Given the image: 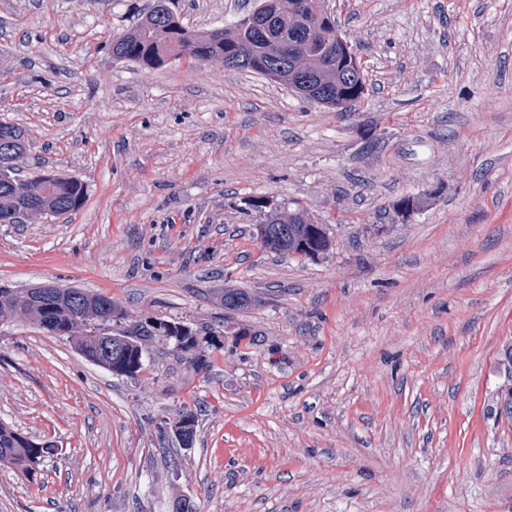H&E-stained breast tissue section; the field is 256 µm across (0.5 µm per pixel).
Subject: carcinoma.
<instances>
[{
    "label": "carcinoma",
    "mask_w": 512,
    "mask_h": 512,
    "mask_svg": "<svg viewBox=\"0 0 512 512\" xmlns=\"http://www.w3.org/2000/svg\"><path fill=\"white\" fill-rule=\"evenodd\" d=\"M268 0L229 26L207 30L185 27L172 9V0L153 3L130 30L112 36V58L156 68L172 59L194 63L221 61L230 70L254 73L304 94V98L338 111L355 107L364 95V68L338 30L329 0ZM22 128L0 123V224L15 223L26 211L31 219L60 217L81 209L87 199L84 183L56 173L20 177L16 161L26 152ZM259 227L272 239L271 251L303 253L315 233L322 249L329 248L327 226L316 224L298 210L267 208ZM251 298L234 288L224 289V308L241 309ZM19 317L46 333L68 336L87 360L112 370V345L108 337H94L90 321L111 325L127 337L119 358L140 372L148 343L161 336L189 362L196 363L200 338L185 324L157 319L153 322L121 321V309L102 294L78 288H55L39 298L28 288H14L0 296V318ZM198 418L190 409L182 411L170 430L178 440L196 437ZM44 448L15 428L0 423V464L32 475Z\"/></svg>",
    "instance_id": "obj_1"
}]
</instances>
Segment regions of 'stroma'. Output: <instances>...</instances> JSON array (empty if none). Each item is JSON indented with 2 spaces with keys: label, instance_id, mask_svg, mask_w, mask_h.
Here are the masks:
<instances>
[{
  "label": "stroma",
  "instance_id": "obj_1",
  "mask_svg": "<svg viewBox=\"0 0 512 512\" xmlns=\"http://www.w3.org/2000/svg\"><path fill=\"white\" fill-rule=\"evenodd\" d=\"M149 0H0V122L82 209L0 224V283L102 293L197 329L121 378L0 319V512H512V0H330L365 67L349 112L214 61L113 60ZM255 0H175L211 29ZM327 225L265 249L251 206ZM407 207H400V200ZM252 296L225 309V289ZM185 409L197 436L160 434ZM15 428L0 423V464L11 466L26 475H34L44 448Z\"/></svg>",
  "mask_w": 512,
  "mask_h": 512
}]
</instances>
